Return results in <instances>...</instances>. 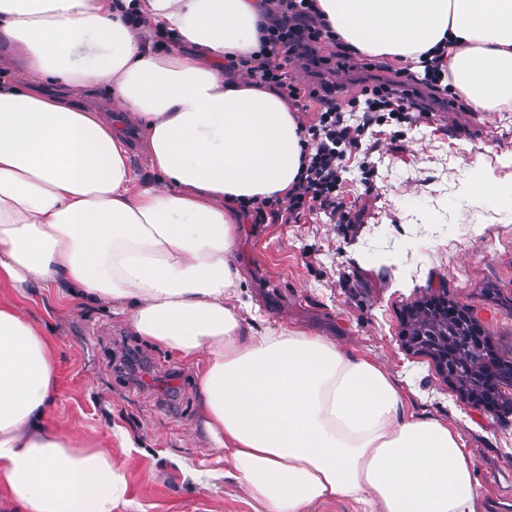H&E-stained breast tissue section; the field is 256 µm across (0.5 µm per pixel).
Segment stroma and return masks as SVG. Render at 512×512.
Returning a JSON list of instances; mask_svg holds the SVG:
<instances>
[{
	"mask_svg": "<svg viewBox=\"0 0 512 512\" xmlns=\"http://www.w3.org/2000/svg\"><path fill=\"white\" fill-rule=\"evenodd\" d=\"M377 164L345 181L339 198L358 224L310 215L298 224L240 226L236 262L257 328L284 326L326 336L385 366L407 392V408L458 428L492 512H512V423L464 407L428 361L398 338L402 304L446 285L488 331L512 341V313L485 301L491 283L512 295V202L466 204L472 164L512 181V111L434 112L416 126L391 119L362 139ZM394 255L392 264L382 259ZM0 303L31 317L56 344L60 384L54 425L109 442L121 426L132 447L113 448L130 502L116 512H256L246 492L219 478L201 486L190 469H224L197 435V370L134 336L102 306L59 289L19 291L0 278ZM145 357L152 377L132 384L122 361Z\"/></svg>",
	"mask_w": 512,
	"mask_h": 512,
	"instance_id": "35a3bbf8",
	"label": "stroma"
}]
</instances>
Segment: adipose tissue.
Instances as JSON below:
<instances>
[{
  "mask_svg": "<svg viewBox=\"0 0 512 512\" xmlns=\"http://www.w3.org/2000/svg\"><path fill=\"white\" fill-rule=\"evenodd\" d=\"M259 0H0V276L112 308L197 368L199 432L260 512L344 499L363 512H485L460 433L409 412L381 364L286 327L255 333L235 264L236 200L286 195L302 134L275 91L224 76L258 47ZM337 38L418 61L441 40L477 112L512 107V0H318ZM171 51L154 49V36ZM52 82L54 91L43 89ZM107 82L141 119L151 174L74 98ZM463 193L512 199L472 165ZM53 340L0 305V484L24 512H114L111 449L49 423Z\"/></svg>",
  "mask_w": 512,
  "mask_h": 512,
  "instance_id": "1",
  "label": "adipose tissue"
}]
</instances>
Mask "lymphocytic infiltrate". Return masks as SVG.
<instances>
[{
  "label": "lymphocytic infiltrate",
  "mask_w": 512,
  "mask_h": 512,
  "mask_svg": "<svg viewBox=\"0 0 512 512\" xmlns=\"http://www.w3.org/2000/svg\"><path fill=\"white\" fill-rule=\"evenodd\" d=\"M261 5L259 50L225 58L224 73L274 89L300 114L305 169L286 196L248 201L239 211L257 224H295L308 214L322 215L330 224L360 223V212L344 210L338 188L348 171L347 157L361 148L369 128L387 113L414 125L424 112L469 111V104L460 96H449L444 85L448 50L435 48L431 58L423 60V77L376 76L373 63L337 39L317 0H261ZM298 68L308 74L307 83L294 79ZM358 70L369 73L360 95L338 98L333 75ZM312 107L317 115L310 122L305 114Z\"/></svg>",
  "instance_id": "f902f5d3"
}]
</instances>
